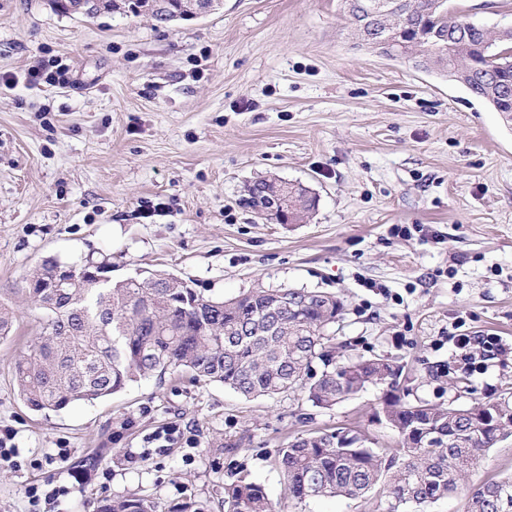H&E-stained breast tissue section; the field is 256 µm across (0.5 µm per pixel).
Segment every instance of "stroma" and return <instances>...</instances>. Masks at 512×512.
Listing matches in <instances>:
<instances>
[{"instance_id": "1", "label": "stroma", "mask_w": 512, "mask_h": 512, "mask_svg": "<svg viewBox=\"0 0 512 512\" xmlns=\"http://www.w3.org/2000/svg\"><path fill=\"white\" fill-rule=\"evenodd\" d=\"M494 28L512 0H449ZM67 66L65 86L28 84ZM0 429L21 470L0 469V512H95L137 494L158 512H225L239 472L279 512H383L384 498L288 500L273 462L316 428L398 444L383 386L330 409L301 392L245 399L182 371L48 414L19 399L13 368L41 330L27 277L43 261L162 270L206 297L263 286L337 295V358L403 366L411 398L469 407L512 388V123L464 86L363 46L341 0H221L189 20L93 18L46 0H0ZM261 176L319 199L297 224L243 207ZM493 333L509 351L466 369L452 338ZM174 434L150 452L153 432ZM70 449L66 463L57 449ZM144 452L129 464L128 452ZM69 493L32 508L26 488Z\"/></svg>"}]
</instances>
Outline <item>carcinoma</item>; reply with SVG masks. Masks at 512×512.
<instances>
[{
  "label": "carcinoma",
  "instance_id": "carcinoma-1",
  "mask_svg": "<svg viewBox=\"0 0 512 512\" xmlns=\"http://www.w3.org/2000/svg\"><path fill=\"white\" fill-rule=\"evenodd\" d=\"M56 10L89 17L126 10L149 11L159 22L174 19L189 0H50ZM362 44L383 22L402 28L401 42L415 65L441 71L453 60L476 97L512 117V31H490L453 16L448 0H343ZM256 198L283 202L292 224L315 209L317 197L302 185L261 178L248 187ZM61 263L46 260L29 279L32 303L45 314L39 336L14 367L23 404L33 412L59 411L78 401L94 402L131 383L172 369L196 381L224 385L245 398L275 396L300 388L313 406L329 409L370 385L389 383L377 417L395 428L399 446L379 451L355 434L315 430L278 450L276 465L288 498H360L375 487L399 505L431 504L456 492L495 444L498 428L479 429L483 415L509 419L512 392L474 409L408 400L398 394L400 367L384 358L335 361L329 329L344 312L333 294L288 288H252L230 299L204 297L187 280L147 271L113 283L77 276L57 284ZM286 291L289 309L276 306ZM323 364L312 374L314 361ZM441 438L429 442L422 430ZM227 512H277L264 487L243 475L224 487ZM98 512H157L152 500L127 495ZM467 512H512V475L485 482L470 493Z\"/></svg>",
  "mask_w": 512,
  "mask_h": 512
}]
</instances>
